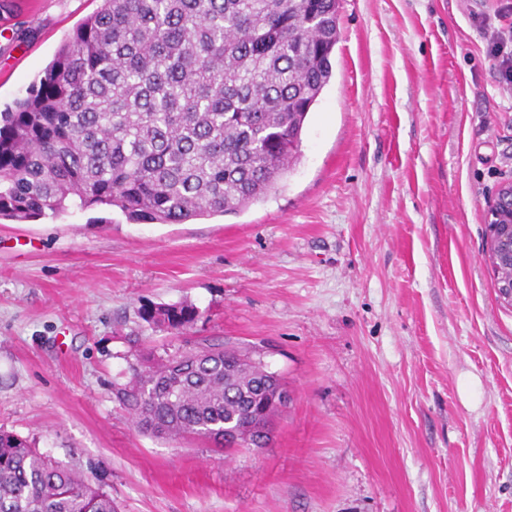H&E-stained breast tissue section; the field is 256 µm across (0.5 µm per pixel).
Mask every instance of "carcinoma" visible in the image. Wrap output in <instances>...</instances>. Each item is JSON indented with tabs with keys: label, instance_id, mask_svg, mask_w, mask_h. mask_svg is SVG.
Listing matches in <instances>:
<instances>
[{
	"label": "carcinoma",
	"instance_id": "obj_1",
	"mask_svg": "<svg viewBox=\"0 0 512 512\" xmlns=\"http://www.w3.org/2000/svg\"><path fill=\"white\" fill-rule=\"evenodd\" d=\"M337 0H101L0 112V218L108 207L134 223L231 214L276 189L332 77ZM191 304L144 307L181 331ZM282 386L232 346L133 369L116 397L137 426L229 455L262 448ZM0 512H116L74 468L0 430Z\"/></svg>",
	"mask_w": 512,
	"mask_h": 512
}]
</instances>
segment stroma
Listing matches in <instances>:
<instances>
[{"label":"stroma","mask_w":512,"mask_h":512,"mask_svg":"<svg viewBox=\"0 0 512 512\" xmlns=\"http://www.w3.org/2000/svg\"><path fill=\"white\" fill-rule=\"evenodd\" d=\"M0 111L100 0H8ZM501 0H338L332 78L275 192L234 214L0 220V429L117 512H512V307L484 244L512 176ZM190 303L186 331L145 306ZM250 350L291 400L226 457L141 433L114 387L189 341ZM484 30L487 52L497 64L499 79L507 87L512 85V36L511 47L508 50L507 41L490 20H485L481 24Z\"/></svg>","instance_id":"1"}]
</instances>
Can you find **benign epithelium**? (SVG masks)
<instances>
[{"label":"benign epithelium","mask_w":512,"mask_h":512,"mask_svg":"<svg viewBox=\"0 0 512 512\" xmlns=\"http://www.w3.org/2000/svg\"><path fill=\"white\" fill-rule=\"evenodd\" d=\"M485 223L489 263L496 272L504 265L512 268V177L503 179L487 199Z\"/></svg>","instance_id":"benign-epithelium-1"}]
</instances>
